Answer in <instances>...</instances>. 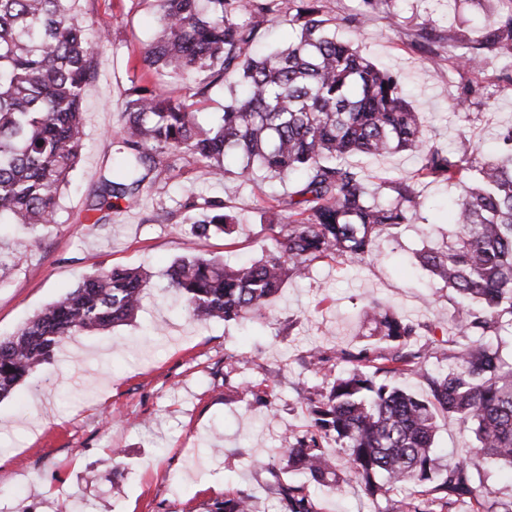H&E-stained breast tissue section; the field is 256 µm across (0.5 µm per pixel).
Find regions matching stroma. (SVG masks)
<instances>
[{
    "label": "stroma",
    "instance_id": "1",
    "mask_svg": "<svg viewBox=\"0 0 512 512\" xmlns=\"http://www.w3.org/2000/svg\"><path fill=\"white\" fill-rule=\"evenodd\" d=\"M493 0H389L360 28L348 19L360 0H327L336 34L356 39L377 66L404 74L408 99L428 137L455 151L477 144L482 159L497 148L500 129L512 125V94L491 103L456 101L465 86H493L500 62L460 67L447 54L426 60L420 26L444 34L456 25L473 36ZM99 48L97 76L83 102L82 159L60 193L56 221L44 227L0 226V336L16 333L59 295L97 270L142 267L151 287L136 319L64 339L53 359L0 401V512H205L212 499L244 491L258 512H279L265 493L273 477L264 463L289 437L307 430L302 394L347 364L317 374L312 352L372 350L379 341L360 315L372 300L409 317L437 339L454 336L455 292L417 262L424 247L441 244L454 189L422 187V224L380 231L375 257L362 264L323 259L304 278L288 280L264 319L254 322L191 321L167 291L164 270L179 257L230 262L259 259L272 246L259 220L271 197L283 193L276 179L240 183L204 181L196 164L182 174L146 185L139 201L114 209L96 223L89 206L101 175L119 176L116 133L131 84L161 86L190 95L193 79L156 83L143 53L158 31L155 0H75ZM366 177H397L420 165L397 152L358 160ZM232 199L242 219L234 247L223 236L190 231L188 198ZM265 382L258 395L244 386ZM470 432L455 418L438 420L435 446L444 456L466 458L475 487L512 498V468H487L469 455ZM323 512H379L384 502L354 482L343 494L316 493Z\"/></svg>",
    "mask_w": 512,
    "mask_h": 512
}]
</instances>
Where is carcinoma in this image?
<instances>
[{
	"label": "carcinoma",
	"mask_w": 512,
	"mask_h": 512,
	"mask_svg": "<svg viewBox=\"0 0 512 512\" xmlns=\"http://www.w3.org/2000/svg\"><path fill=\"white\" fill-rule=\"evenodd\" d=\"M160 31L143 62L159 78L195 72L185 97L133 84L118 132L124 175L102 176L93 211L137 202L145 181L179 176L177 161L190 159L209 177H303L286 198L263 208L274 250L249 265L216 258L174 260L167 288L200 322L265 316L288 279L318 259L363 263L386 226L420 220L421 179L459 190L448 244L417 254L420 265L460 301L454 326L469 343L438 347L448 371L420 366L434 341L416 347L422 332L391 308L374 302L367 311L372 335L385 346L358 354L340 348L336 360L353 364L326 387L305 397L313 430L279 450L304 480L267 486L281 512H321L315 489L341 490L360 483L382 498L381 512H512V500L473 486L466 464L440 461L434 440L440 415L471 432L472 452L490 465L512 466V363L501 337L512 335V126L500 133L501 155L481 162L468 147L459 153L429 143L396 73L377 68L353 40H339L326 0H157ZM74 0H0V224H52L61 188L78 162L83 139L82 101L96 77L95 44L86 37ZM500 5L475 39L457 28L417 33L422 50L448 46L465 65L512 59V0ZM298 29L286 48L255 57L261 31L282 15ZM237 88L212 124L197 120L198 105L228 76ZM410 150L422 158L409 178L376 184L348 162ZM191 232L228 238L241 220L232 200L195 197ZM140 267L99 270L41 310L14 335L0 338V399L54 358L67 336L132 321L150 288ZM408 373L421 376L427 396L395 385ZM332 439L345 453L338 472L326 449ZM399 485L420 496L393 499ZM208 512H254L252 495H224Z\"/></svg>",
	"instance_id": "obj_1"
}]
</instances>
